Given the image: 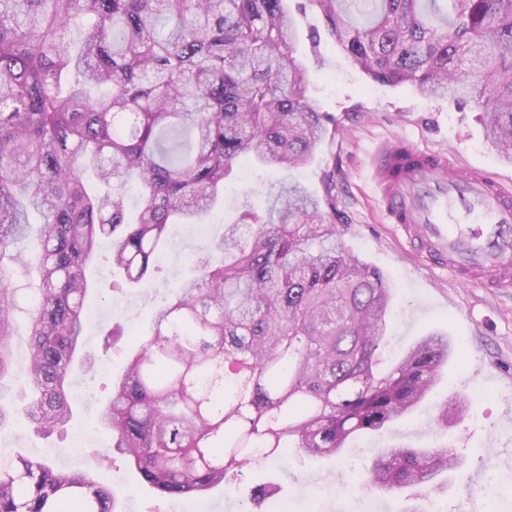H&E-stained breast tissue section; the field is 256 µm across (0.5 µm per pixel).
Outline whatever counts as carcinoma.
<instances>
[{"label":"carcinoma","instance_id":"1","mask_svg":"<svg viewBox=\"0 0 512 512\" xmlns=\"http://www.w3.org/2000/svg\"><path fill=\"white\" fill-rule=\"evenodd\" d=\"M374 83L474 105L512 162V0H313ZM75 33L79 43L67 40ZM286 0H0V385L50 436L69 425L66 379L83 349L87 268L113 240L128 285L157 271L168 226L195 224L240 164L309 165L329 126L294 55ZM36 240L37 282L10 264ZM391 284L356 256L336 204L283 184L264 219L224 225L174 299L154 311L99 424L142 480L191 498L289 448L338 457L393 430L452 352L435 332L378 369ZM27 315L29 358L11 348ZM468 399L437 406L438 425ZM0 471V512H114L92 471L22 455ZM460 457L376 449L372 489L427 498Z\"/></svg>","mask_w":512,"mask_h":512}]
</instances>
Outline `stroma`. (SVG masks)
Returning <instances> with one entry per match:
<instances>
[{"mask_svg": "<svg viewBox=\"0 0 512 512\" xmlns=\"http://www.w3.org/2000/svg\"><path fill=\"white\" fill-rule=\"evenodd\" d=\"M299 42L296 56L307 70L309 91L335 129L315 160L298 170L277 165L244 164L224 185V209L200 224L174 225L161 256L162 270L144 287L115 288L119 275L102 246L90 271L95 292L87 306L85 350L90 362L76 369L71 385L79 390L76 417L68 432L45 438L18 419L0 429V465L12 453L49 459L59 470H93L98 483L114 491L116 512H179L173 499L142 481L121 454H109V437L99 416L111 396L112 381L121 375L131 354L123 342L103 351V334L120 325L137 334L151 329L154 306L169 298L177 282L190 275L208 254L225 225L247 209L265 210L272 183L296 179L317 195L332 193L336 222L360 258L382 270L393 288V314L383 351V368H392L422 336L447 333L456 351L430 395L438 403L456 394L470 402L460 420L432 429L426 415L384 436H369L341 457L291 456L245 469L233 491L216 486L198 495L204 512H249L250 498L261 488L273 489L259 512H336L346 499L350 512H407L419 504L423 512H460L468 495H500L501 507L512 502V293L500 294L453 275L422 266L406 241L386 224L370 178L374 151L405 137L421 147L443 150L455 165L481 167L491 177L512 184V163L491 149L480 113L447 100L421 94L412 86H382L351 65L337 47L313 0H287ZM392 443L413 447L450 445L463 457L437 501L389 496L363 487V469L372 449Z\"/></svg>", "mask_w": 512, "mask_h": 512, "instance_id": "obj_1", "label": "stroma"}]
</instances>
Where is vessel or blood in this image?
I'll use <instances>...</instances> for the list:
<instances>
[{
    "mask_svg": "<svg viewBox=\"0 0 512 512\" xmlns=\"http://www.w3.org/2000/svg\"><path fill=\"white\" fill-rule=\"evenodd\" d=\"M371 180L387 223L423 264L462 282L512 289L511 189L406 139L376 151Z\"/></svg>",
    "mask_w": 512,
    "mask_h": 512,
    "instance_id": "obj_1",
    "label": "vessel or blood"
}]
</instances>
